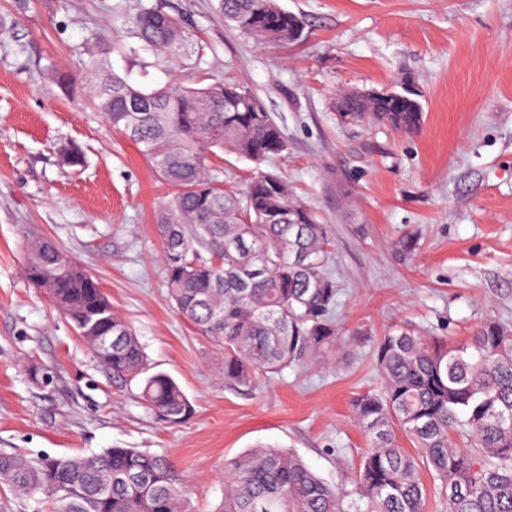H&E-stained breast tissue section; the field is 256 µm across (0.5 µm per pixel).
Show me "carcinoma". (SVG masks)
<instances>
[{
    "label": "carcinoma",
    "mask_w": 512,
    "mask_h": 512,
    "mask_svg": "<svg viewBox=\"0 0 512 512\" xmlns=\"http://www.w3.org/2000/svg\"><path fill=\"white\" fill-rule=\"evenodd\" d=\"M224 22L259 43L299 41L303 19L278 0H217ZM142 46L173 60L186 41L184 20L155 8L134 18ZM88 53L96 109L134 142L170 187L155 213L170 301L197 335L224 353V382L249 389L312 358L336 354V280L327 271L331 241L314 210L288 182L261 170L241 194L218 177L228 151L260 165L288 149L280 127L248 87L132 85ZM348 121L386 122L412 132L422 121L416 93L344 95ZM25 274L71 322L118 379L147 371L132 326L71 256L22 232ZM381 390L354 402L369 436L357 476L365 512H424L426 467L439 481L445 512H512V330L484 323L448 346L409 330L376 345ZM141 397L160 420L178 424L194 406L164 373L144 379ZM405 436L418 449L400 446ZM224 512H349L355 502L290 451L256 449L224 465ZM0 486L42 496L52 512H184L181 479L170 460L136 448L91 456L29 458L0 450Z\"/></svg>",
    "instance_id": "obj_1"
}]
</instances>
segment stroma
<instances>
[{"label":"stroma","mask_w":512,"mask_h":512,"mask_svg":"<svg viewBox=\"0 0 512 512\" xmlns=\"http://www.w3.org/2000/svg\"><path fill=\"white\" fill-rule=\"evenodd\" d=\"M306 37L260 45L217 0H0V449L28 457L138 448L169 457L187 512H220L224 463L272 446L353 493L369 446L352 401L379 390L372 352L391 329L454 345L489 318L512 329V0H279ZM186 21L175 64L141 47L146 8ZM144 88L240 82L288 143L267 170L313 205L340 290L335 359L225 385L223 357L173 309L149 161L88 96L90 47ZM75 76L70 95L58 84ZM419 94L417 132L348 123L342 93ZM75 147L85 163H64ZM56 241L134 328L150 373L196 413L169 425L93 356L23 274L22 229ZM49 375L33 382L31 366Z\"/></svg>","instance_id":"obj_1"}]
</instances>
